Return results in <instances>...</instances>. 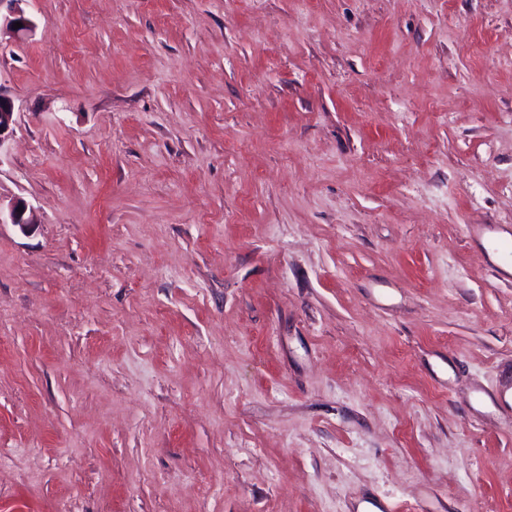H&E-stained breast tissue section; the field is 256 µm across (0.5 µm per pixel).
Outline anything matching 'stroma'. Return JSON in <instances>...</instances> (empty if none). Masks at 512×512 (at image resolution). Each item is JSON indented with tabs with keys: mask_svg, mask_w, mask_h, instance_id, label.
Instances as JSON below:
<instances>
[{
	"mask_svg": "<svg viewBox=\"0 0 512 512\" xmlns=\"http://www.w3.org/2000/svg\"><path fill=\"white\" fill-rule=\"evenodd\" d=\"M22 7L0 512H512V0ZM19 207H22V210H19ZM0 224H14L24 231L35 222L31 212H28V206L22 200H16L6 208L0 202Z\"/></svg>",
	"mask_w": 512,
	"mask_h": 512,
	"instance_id": "obj_1",
	"label": "stroma"
}]
</instances>
